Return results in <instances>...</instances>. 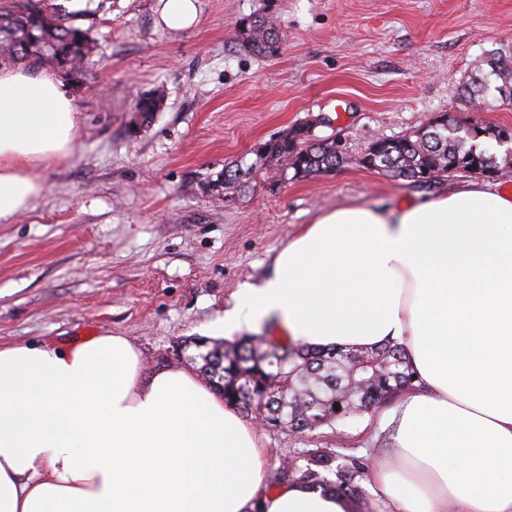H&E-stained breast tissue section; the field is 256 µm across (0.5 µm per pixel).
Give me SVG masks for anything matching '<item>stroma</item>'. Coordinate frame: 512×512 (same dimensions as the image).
Returning <instances> with one entry per match:
<instances>
[{
	"mask_svg": "<svg viewBox=\"0 0 512 512\" xmlns=\"http://www.w3.org/2000/svg\"><path fill=\"white\" fill-rule=\"evenodd\" d=\"M82 11L95 40L80 82L68 83L79 136L63 163L37 167L46 187L0 223V345L127 337L145 370L189 364L275 254L323 211L434 196L474 182L455 171L428 185L362 167L377 138H397L447 113L512 126V106L474 112L461 86L476 59L512 51V0H277L286 40L260 58L235 25L263 0H199L188 30L157 25V0H58ZM163 94L161 112L132 124L136 95ZM311 123L336 136L335 170L226 197L208 186L263 142ZM371 409L315 431L260 428L267 479L320 448L357 461L354 503L389 512L373 470L391 434Z\"/></svg>",
	"mask_w": 512,
	"mask_h": 512,
	"instance_id": "1",
	"label": "stroma"
}]
</instances>
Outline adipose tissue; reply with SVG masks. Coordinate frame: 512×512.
I'll list each match as a JSON object with an SVG mask.
<instances>
[{
  "label": "adipose tissue",
  "instance_id": "ef3b65f1",
  "mask_svg": "<svg viewBox=\"0 0 512 512\" xmlns=\"http://www.w3.org/2000/svg\"><path fill=\"white\" fill-rule=\"evenodd\" d=\"M76 108L56 76L0 69V222L65 161ZM275 318L296 342L403 346L415 388L392 408L393 512H512V194L476 183L399 207L319 215L244 285L224 335ZM0 512H344L269 488L257 431L196 371L144 372L125 337L0 347Z\"/></svg>",
  "mask_w": 512,
  "mask_h": 512
}]
</instances>
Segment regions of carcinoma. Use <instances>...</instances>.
Returning <instances> with one entry per match:
<instances>
[{"mask_svg": "<svg viewBox=\"0 0 512 512\" xmlns=\"http://www.w3.org/2000/svg\"><path fill=\"white\" fill-rule=\"evenodd\" d=\"M274 0L266 12L246 18L237 25L241 43L257 56L277 53L283 42L271 23ZM94 50L90 29L75 23L55 0H0V66L25 64L50 67L75 78L83 76L85 64ZM494 90L498 98L512 97V57L491 53L477 62L463 96L469 100ZM159 94H143L135 99L133 112L140 124L150 123L161 110ZM438 124L399 138H382L366 146L360 163L394 177L415 180L427 170L434 178L453 171L484 174L499 171L503 159L492 148L496 127L476 128L477 149L470 140H461ZM344 160L336 151V140L316 139L311 126H291L261 144L256 162L224 170L213 190L218 195L237 193L268 175L275 182L333 169ZM200 372L224 404L247 413H257L268 427L302 434L339 419L358 415L391 398L399 391L414 388V372L404 348L387 343L367 350L332 345L311 348L287 339H269L262 345L253 336L214 344L200 355ZM359 469L336 463V456L315 450L303 457V464H286L278 476L281 484H301L329 491L341 500L353 498L352 477Z\"/></svg>", "mask_w": 512, "mask_h": 512, "instance_id": "carcinoma-1", "label": "carcinoma"}]
</instances>
